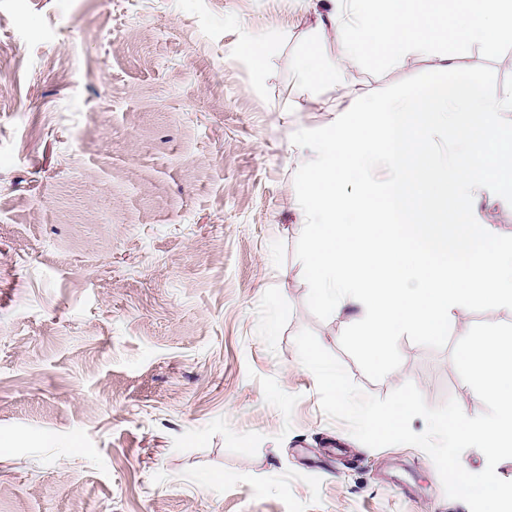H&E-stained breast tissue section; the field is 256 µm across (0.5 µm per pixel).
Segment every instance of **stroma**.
Instances as JSON below:
<instances>
[{"mask_svg":"<svg viewBox=\"0 0 512 512\" xmlns=\"http://www.w3.org/2000/svg\"><path fill=\"white\" fill-rule=\"evenodd\" d=\"M326 16L0 0V512H469L421 449L329 419L298 357L308 329L367 394L485 410L450 349L401 337L373 381L340 345L362 309L307 307L292 134L437 63L299 89Z\"/></svg>","mask_w":512,"mask_h":512,"instance_id":"35a3bbf8","label":"stroma"}]
</instances>
